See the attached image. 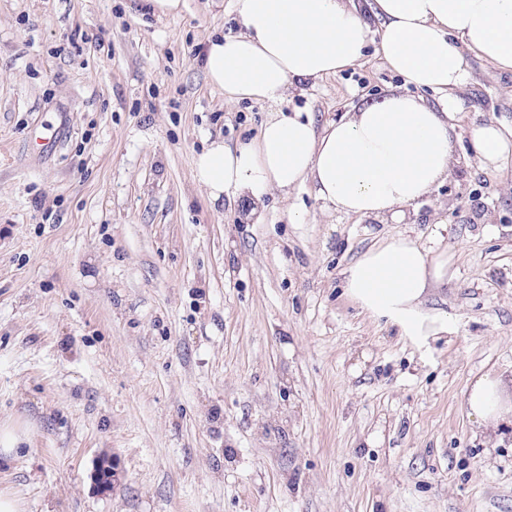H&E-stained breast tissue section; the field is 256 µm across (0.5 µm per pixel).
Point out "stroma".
Listing matches in <instances>:
<instances>
[{"label": "stroma", "mask_w": 512, "mask_h": 512, "mask_svg": "<svg viewBox=\"0 0 512 512\" xmlns=\"http://www.w3.org/2000/svg\"><path fill=\"white\" fill-rule=\"evenodd\" d=\"M240 30L231 0H0V424L28 434L0 491L23 512H512V426L478 430L464 403L512 376V157L486 169L472 144L512 127V74L472 60L457 163L405 219L325 211L308 186L293 224L278 191L215 203L192 179L270 110L206 79L201 49ZM378 41L281 111L320 130L390 91L438 104ZM399 233L450 258L425 306L452 331L423 347L343 292Z\"/></svg>", "instance_id": "obj_1"}]
</instances>
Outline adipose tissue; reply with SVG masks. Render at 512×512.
Wrapping results in <instances>:
<instances>
[{"mask_svg":"<svg viewBox=\"0 0 512 512\" xmlns=\"http://www.w3.org/2000/svg\"><path fill=\"white\" fill-rule=\"evenodd\" d=\"M242 30L211 39L204 52L209 84L224 102L276 106L300 83L356 63L379 24L384 65L417 88L440 93V107L392 93L364 103L316 131L311 120L269 113L258 133L235 148L212 141L194 161L193 180L212 201L312 186L326 210L361 218L404 214L451 172L453 109L471 80V58L512 72V0H234ZM484 167L512 155V133L495 124L472 132ZM448 277L444 253L399 234L374 245L343 272L346 295L387 319L415 344L448 330L426 310L430 290ZM469 417L495 428L512 422V387L497 374L477 378L465 395Z\"/></svg>","mask_w":512,"mask_h":512,"instance_id":"ef3b65f1","label":"adipose tissue"}]
</instances>
